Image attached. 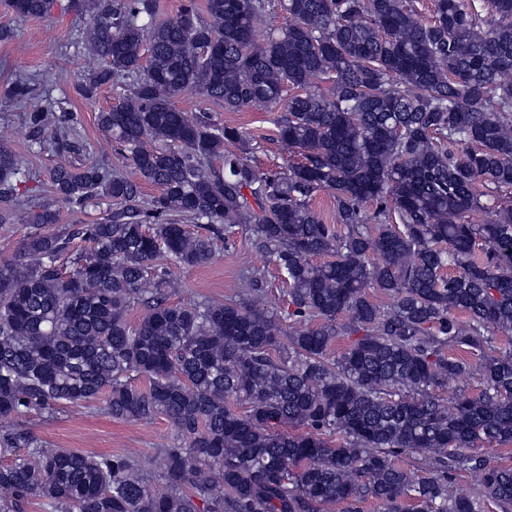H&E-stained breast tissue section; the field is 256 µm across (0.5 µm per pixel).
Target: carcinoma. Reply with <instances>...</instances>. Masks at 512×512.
Segmentation results:
<instances>
[{"label":"carcinoma","mask_w":512,"mask_h":512,"mask_svg":"<svg viewBox=\"0 0 512 512\" xmlns=\"http://www.w3.org/2000/svg\"><path fill=\"white\" fill-rule=\"evenodd\" d=\"M8 2L23 18L53 6ZM490 2L484 16L475 0H434L423 21L407 0H287L288 26L262 34L272 0H206L205 19L186 0L165 20L156 0L93 2L80 44L101 66L81 93L129 85L97 125L130 173L56 164L49 182L71 207L104 196L116 208L49 233L56 211L18 200L22 161L0 146V224L34 226L0 263V417L103 398L117 419L166 416L175 439L158 449V489L131 454L2 429L0 512L36 500L52 512H360L368 499L403 512L405 498L416 512H512V468L475 449L512 444V355L494 346L512 334V205L487 220L482 203L512 188V0ZM8 89L32 94L24 78ZM186 93L227 111L283 104L279 139L303 160L254 166V138L180 110ZM27 123L78 149L77 113L51 104ZM319 191L335 200L331 224L310 207ZM186 220L226 242L250 225L288 281L293 324L258 308L259 268L223 302H168L170 265L214 257ZM75 239L89 249L65 272ZM135 304L146 313L132 325ZM465 375L478 394L448 406L433 394ZM413 453L431 456L429 476L398 465ZM455 471L476 478L473 494L448 491Z\"/></svg>","instance_id":"1"}]
</instances>
